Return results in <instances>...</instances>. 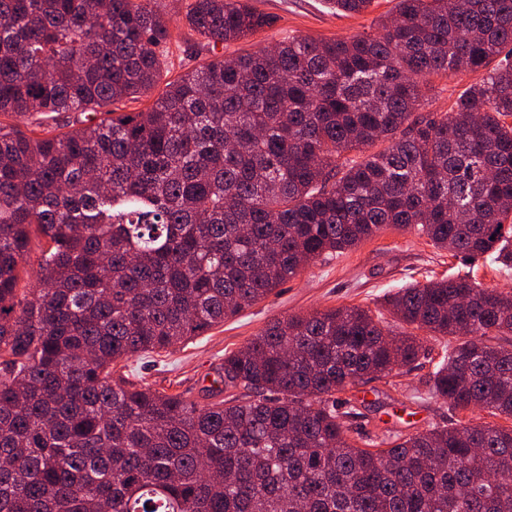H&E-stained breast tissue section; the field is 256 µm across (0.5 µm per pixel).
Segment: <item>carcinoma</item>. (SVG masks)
I'll return each mask as SVG.
<instances>
[{"mask_svg": "<svg viewBox=\"0 0 512 512\" xmlns=\"http://www.w3.org/2000/svg\"><path fill=\"white\" fill-rule=\"evenodd\" d=\"M185 21L214 48L273 24L249 0H190ZM170 38L159 0H0V114L99 113L0 126V512H512V426L371 451L336 398L416 362L423 331L456 338L431 398L512 419V344L493 342L512 291L401 288L400 332L360 306L277 319L224 354L247 401L114 376L388 226L512 269V0H398L373 34L289 36L163 84ZM480 70L421 113L431 77ZM33 229L50 247L20 293ZM89 112H63L61 115L55 117L54 120L45 116L34 115L29 117L27 126L26 124H20L21 129L29 133V131H35V133H42L43 129L52 130L53 133L66 132L72 128V126L80 127L84 121H86Z\"/></svg>", "mask_w": 512, "mask_h": 512, "instance_id": "1", "label": "carcinoma"}]
</instances>
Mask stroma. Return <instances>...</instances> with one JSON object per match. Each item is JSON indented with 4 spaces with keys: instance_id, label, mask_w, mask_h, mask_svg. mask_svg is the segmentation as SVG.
Returning <instances> with one entry per match:
<instances>
[{
    "instance_id": "35a3bbf8",
    "label": "stroma",
    "mask_w": 512,
    "mask_h": 512,
    "mask_svg": "<svg viewBox=\"0 0 512 512\" xmlns=\"http://www.w3.org/2000/svg\"><path fill=\"white\" fill-rule=\"evenodd\" d=\"M164 2L172 32L166 58L171 79L198 68L214 55L256 52L288 35L340 38L372 33L378 18L393 12L397 5V0H374L366 12L345 16L330 10L326 0H251L257 10L273 16V25L248 39L211 49L186 27L182 0ZM464 275L482 287L512 291V271L500 270L488 261L466 264L435 249L416 230L390 228L351 251L316 261L264 300L175 350L135 355L120 361L117 368L134 384L199 400L217 379L225 353L243 346L274 320L353 305L381 313L384 298L400 288ZM443 351V340L427 339L417 365L343 391V398L359 414V447L385 448L397 437L457 420V413L447 405L425 395V382L441 362Z\"/></svg>"
}]
</instances>
